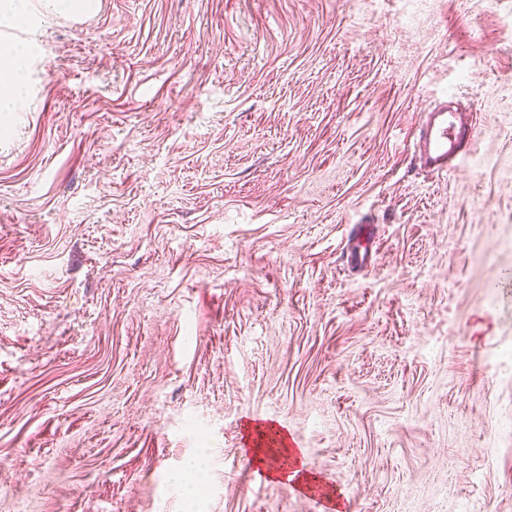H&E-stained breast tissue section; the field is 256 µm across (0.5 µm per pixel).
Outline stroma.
<instances>
[{
  "instance_id": "35a3bbf8",
  "label": "stroma",
  "mask_w": 512,
  "mask_h": 512,
  "mask_svg": "<svg viewBox=\"0 0 512 512\" xmlns=\"http://www.w3.org/2000/svg\"><path fill=\"white\" fill-rule=\"evenodd\" d=\"M12 34L0 512H512V0H97ZM442 99L477 136L430 175ZM251 420L313 483L244 463ZM0 72L10 76L11 85L0 89V112H18L24 106L29 73L26 44L0 39Z\"/></svg>"
}]
</instances>
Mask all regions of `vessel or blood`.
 <instances>
[{
  "instance_id": "b4317fda",
  "label": "vessel or blood",
  "mask_w": 512,
  "mask_h": 512,
  "mask_svg": "<svg viewBox=\"0 0 512 512\" xmlns=\"http://www.w3.org/2000/svg\"><path fill=\"white\" fill-rule=\"evenodd\" d=\"M421 169L431 175L447 172L462 158L463 146L473 143L475 127L462 113L449 110L447 103L431 106L415 127Z\"/></svg>"
}]
</instances>
